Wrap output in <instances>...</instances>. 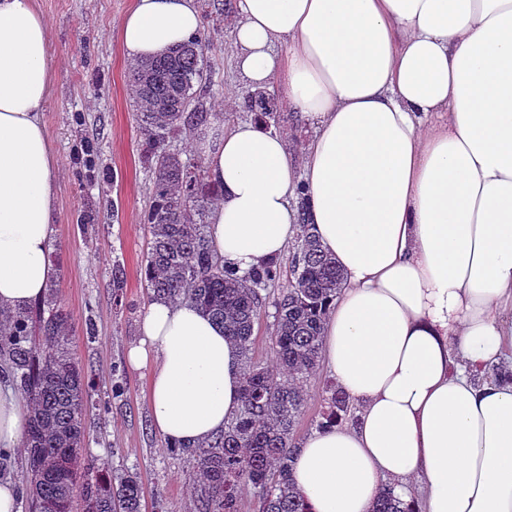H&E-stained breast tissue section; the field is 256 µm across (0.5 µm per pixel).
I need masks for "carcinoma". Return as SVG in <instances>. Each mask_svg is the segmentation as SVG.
Segmentation results:
<instances>
[{
  "label": "carcinoma",
  "mask_w": 512,
  "mask_h": 512,
  "mask_svg": "<svg viewBox=\"0 0 512 512\" xmlns=\"http://www.w3.org/2000/svg\"><path fill=\"white\" fill-rule=\"evenodd\" d=\"M213 49L200 33L129 68L141 162L152 174L144 214L150 233L145 264L150 299L194 303L224 327L241 357L239 412L209 443L177 450L197 457L205 480L197 512H240V491L246 486L259 493L261 512H311L290 479L296 451L292 436L305 407L307 382L319 368L325 318L344 276L310 225H300L292 280L275 301L270 348L276 367L254 361L253 332L265 308L263 291L279 279L281 263L271 260L240 276L215 260L204 203L217 190L206 182L205 169L191 172L192 161L169 147L183 127L207 120L203 99L213 84L203 61ZM246 99L264 117L271 116L267 91L250 89ZM68 336V315L59 306L0 311L3 373L19 382L32 409L25 435L28 512H72L77 497L84 512H140L142 486L136 474H109L82 455L91 431L86 417L91 383L68 348ZM326 404L331 420L351 412L354 402L333 388ZM372 512L413 510L389 487Z\"/></svg>",
  "instance_id": "carcinoma-1"
}]
</instances>
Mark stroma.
<instances>
[{
    "mask_svg": "<svg viewBox=\"0 0 512 512\" xmlns=\"http://www.w3.org/2000/svg\"><path fill=\"white\" fill-rule=\"evenodd\" d=\"M134 0H34L46 22L52 60L51 90L42 120L58 162L55 234L50 259L56 279L45 302L69 316V344L93 381L92 401L107 412L94 424L85 452L104 470L132 472L142 481V512H194L202 487L197 464L173 454L151 422L148 376L126 363L137 343L139 318L148 304L144 276L149 233L143 220L149 200L150 173L140 160L135 107L128 89L130 63L120 40V21ZM203 32L216 49L206 61L216 86L205 99L214 129L255 119L247 108V87L240 80L227 16L204 21ZM269 91L279 118L272 131L289 135L295 159H302L314 131L302 124L281 94ZM94 147L86 164L81 141ZM98 220L80 223L87 209ZM290 255L281 258V274L269 287L268 302L254 326L253 355L271 365L269 336L277 299L291 278ZM124 272L123 302H112V266ZM122 372V392L112 393V370ZM334 379L319 367L307 382L304 412L293 432L294 445L323 422L327 385Z\"/></svg>",
    "mask_w": 512,
    "mask_h": 512,
    "instance_id": "stroma-1",
    "label": "stroma"
}]
</instances>
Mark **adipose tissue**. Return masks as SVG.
<instances>
[{
  "mask_svg": "<svg viewBox=\"0 0 512 512\" xmlns=\"http://www.w3.org/2000/svg\"><path fill=\"white\" fill-rule=\"evenodd\" d=\"M198 0H134L125 55L201 29ZM237 70L276 77L314 136L301 165L258 120L206 140L220 199L212 250L245 274L311 224L344 274L323 357L357 404L315 430L292 478L313 512H371L384 487L425 512H512V384L477 383L512 351V0H233ZM48 32L32 0H0V305L45 296L56 167L41 119ZM445 114L424 128L425 117ZM129 365L149 373L156 432L212 439L241 406L234 343L195 305L150 302ZM29 409L0 379V447Z\"/></svg>",
  "mask_w": 512,
  "mask_h": 512,
  "instance_id": "ef3b65f1",
  "label": "adipose tissue"
}]
</instances>
